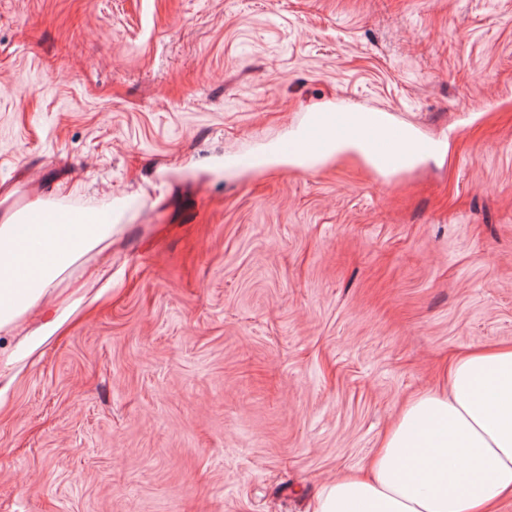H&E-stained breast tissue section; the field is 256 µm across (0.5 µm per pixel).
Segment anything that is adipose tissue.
<instances>
[{
    "label": "adipose tissue",
    "instance_id": "1",
    "mask_svg": "<svg viewBox=\"0 0 512 512\" xmlns=\"http://www.w3.org/2000/svg\"><path fill=\"white\" fill-rule=\"evenodd\" d=\"M0 216V397L65 333L77 302L44 306L58 279L112 245L111 218L31 202ZM512 498V348L459 357L445 387L408 400L368 469L343 472L311 512H495Z\"/></svg>",
    "mask_w": 512,
    "mask_h": 512
}]
</instances>
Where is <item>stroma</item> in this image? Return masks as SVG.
I'll list each match as a JSON object with an SVG mask.
<instances>
[{
  "label": "stroma",
  "instance_id": "stroma-1",
  "mask_svg": "<svg viewBox=\"0 0 512 512\" xmlns=\"http://www.w3.org/2000/svg\"><path fill=\"white\" fill-rule=\"evenodd\" d=\"M344 102L436 152L276 156ZM0 181L123 211L111 294L0 403V512H306L512 345V0H0Z\"/></svg>",
  "mask_w": 512,
  "mask_h": 512
}]
</instances>
